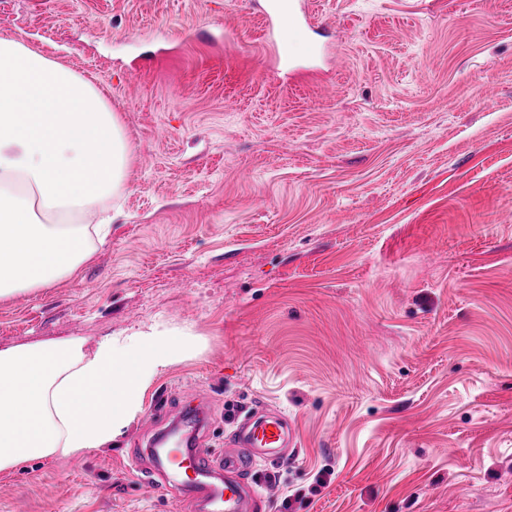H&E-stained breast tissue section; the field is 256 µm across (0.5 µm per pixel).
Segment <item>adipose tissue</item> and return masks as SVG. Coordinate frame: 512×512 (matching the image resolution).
Returning a JSON list of instances; mask_svg holds the SVG:
<instances>
[{"label": "adipose tissue", "instance_id": "1", "mask_svg": "<svg viewBox=\"0 0 512 512\" xmlns=\"http://www.w3.org/2000/svg\"><path fill=\"white\" fill-rule=\"evenodd\" d=\"M131 154L100 87L0 36V299L46 287L91 256L112 219L82 218L117 197ZM195 348L193 336L154 324L0 350V471L109 444L154 378Z\"/></svg>", "mask_w": 512, "mask_h": 512}]
</instances>
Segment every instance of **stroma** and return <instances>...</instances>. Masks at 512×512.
<instances>
[{"instance_id":"35a3bbf8","label":"stroma","mask_w":512,"mask_h":512,"mask_svg":"<svg viewBox=\"0 0 512 512\" xmlns=\"http://www.w3.org/2000/svg\"><path fill=\"white\" fill-rule=\"evenodd\" d=\"M305 4L289 32L267 0H0L133 147L110 235L0 299V350L200 345L108 445L0 472V512H191L146 477L162 395L218 455L259 406L293 423L245 473L268 512H512V0Z\"/></svg>"}]
</instances>
